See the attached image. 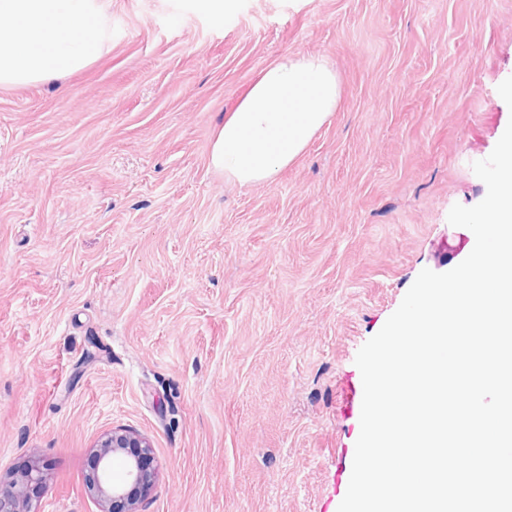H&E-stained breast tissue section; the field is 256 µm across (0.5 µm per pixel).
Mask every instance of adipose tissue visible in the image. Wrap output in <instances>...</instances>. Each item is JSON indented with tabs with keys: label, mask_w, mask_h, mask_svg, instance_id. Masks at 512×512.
I'll use <instances>...</instances> for the list:
<instances>
[{
	"label": "adipose tissue",
	"mask_w": 512,
	"mask_h": 512,
	"mask_svg": "<svg viewBox=\"0 0 512 512\" xmlns=\"http://www.w3.org/2000/svg\"><path fill=\"white\" fill-rule=\"evenodd\" d=\"M99 0H0V87L57 79L103 47ZM340 99L322 58L283 55L263 68L216 133L211 167L242 185L274 179L305 151Z\"/></svg>",
	"instance_id": "adipose-tissue-1"
}]
</instances>
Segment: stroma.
I'll use <instances>...</instances> for the list:
<instances>
[{
	"mask_svg": "<svg viewBox=\"0 0 512 512\" xmlns=\"http://www.w3.org/2000/svg\"><path fill=\"white\" fill-rule=\"evenodd\" d=\"M85 68L0 88V477L43 462L36 512H99L86 474L147 437L141 512H338L359 349L423 269L512 109V0H102ZM284 54L338 107L274 181L209 165Z\"/></svg>",
	"mask_w": 512,
	"mask_h": 512,
	"instance_id": "stroma-1",
	"label": "stroma"
}]
</instances>
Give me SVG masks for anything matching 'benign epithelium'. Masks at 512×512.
<instances>
[{
  "mask_svg": "<svg viewBox=\"0 0 512 512\" xmlns=\"http://www.w3.org/2000/svg\"><path fill=\"white\" fill-rule=\"evenodd\" d=\"M125 456V475L112 480V455ZM94 469L88 490L99 505V512H139L138 496L155 477L152 445L145 436L114 429L104 434L93 451ZM44 464L33 463L24 472L0 482V512H31L30 492L44 479Z\"/></svg>",
  "mask_w": 512,
  "mask_h": 512,
  "instance_id": "1",
  "label": "benign epithelium"
}]
</instances>
